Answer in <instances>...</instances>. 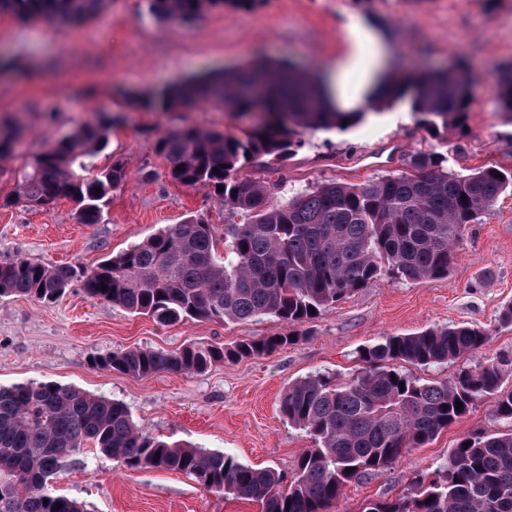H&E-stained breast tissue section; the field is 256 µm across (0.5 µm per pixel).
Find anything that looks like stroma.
<instances>
[{
  "label": "stroma",
  "mask_w": 512,
  "mask_h": 512,
  "mask_svg": "<svg viewBox=\"0 0 512 512\" xmlns=\"http://www.w3.org/2000/svg\"><path fill=\"white\" fill-rule=\"evenodd\" d=\"M385 29L393 49L390 74L406 79L459 66L476 78L470 110L448 128L423 125L405 87L395 106H373L372 118L307 133L279 163L287 200L327 182L364 185L405 171L410 157L435 151L449 170L512 168V121L501 105L497 77L512 65V0H263L251 11L215 9L191 26L163 24L146 0H109L89 22L59 27L0 16V118L21 119L25 130L14 158L0 163V260L22 258L48 266L92 268L108 254L191 216L223 224L224 209L201 186L167 174L156 151L160 134L194 125L241 134L261 112L236 113L208 104L176 112L140 106L150 93L184 79L264 59L292 61L307 71L334 66L350 51L347 20ZM113 119L101 165L121 162L125 179L113 189L100 221L80 223L72 201L48 208L16 201L20 170L51 143L99 113ZM512 302V192L471 225L447 277L404 282L388 277L306 323V338L262 357L217 364L198 374L137 378L93 368L95 355L148 347L172 351L192 342L231 344L280 330L265 315L224 324L187 320L163 326L72 286L56 302L0 297V386L54 382L122 402L134 422L161 439L224 452L238 461L292 477L312 440L288 424L279 404L289 383L325 371L337 381L360 368V348L385 336L468 322L490 342L440 366H408L428 381L449 379L487 362L512 361V326L498 323ZM494 397L432 442L410 449L387 470L352 481L332 512H362L372 501L401 496L415 479L447 463L457 443L476 431L495 433ZM53 492L81 501L86 512H260L256 502L206 492L173 471L129 469L83 448L66 459Z\"/></svg>",
  "instance_id": "1"
}]
</instances>
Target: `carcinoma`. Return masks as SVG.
Instances as JSON below:
<instances>
[{"instance_id":"carcinoma-1","label":"carcinoma","mask_w":512,"mask_h":512,"mask_svg":"<svg viewBox=\"0 0 512 512\" xmlns=\"http://www.w3.org/2000/svg\"><path fill=\"white\" fill-rule=\"evenodd\" d=\"M107 2L0 0V15L72 26L100 15ZM258 3L147 0V11L160 22L189 26L210 10L250 11ZM261 81L269 87L262 100L243 92ZM470 83L454 70L422 75L414 96L420 122L446 128L464 117ZM500 99L512 120L511 76L501 82ZM199 103L266 113L263 124L241 136L191 125L157 140L171 179L209 189L224 206V228L190 217L90 270L0 261V297L53 303L79 282L88 296L162 325L270 315L288 329L227 345L112 352L91 359L100 370L134 377L194 374L296 345L306 336L303 324L384 274L402 281L447 277L466 229L512 190V168L488 166L460 175L440 155L421 152L397 175L362 186L322 183L282 202L276 193L280 183L238 173L254 157L279 158L300 146L306 133L343 121L344 113L326 109L316 78L284 62L237 66L222 76L193 77L162 89L143 105L170 112ZM111 130L112 115L103 114L55 141L21 172L17 198L32 207L66 198L77 204L81 223H97L112 189L125 178L121 164L97 163ZM18 134V125L0 122L1 161L14 153ZM489 340L486 331L468 323L388 336L360 350L361 367L345 382L317 372L289 384L280 412L314 440L289 481L272 468L153 437L123 403L102 395L53 382L0 387V512H84L80 502L53 493L49 481L87 443L129 469L177 471L208 492L256 500L262 512H331L349 482L389 468L447 430L476 400L494 394V416L508 430L466 436L433 479L415 480L409 493L371 501L362 512H512V391L500 393L512 373L488 364L427 381L401 369L403 362L446 364Z\"/></svg>"}]
</instances>
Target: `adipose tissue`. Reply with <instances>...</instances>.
Listing matches in <instances>:
<instances>
[{
  "label": "adipose tissue",
  "mask_w": 512,
  "mask_h": 512,
  "mask_svg": "<svg viewBox=\"0 0 512 512\" xmlns=\"http://www.w3.org/2000/svg\"><path fill=\"white\" fill-rule=\"evenodd\" d=\"M353 51L338 76L328 83L331 103L344 112H358L378 102L383 90L381 70L387 51L379 37L348 21Z\"/></svg>",
  "instance_id": "1"
}]
</instances>
